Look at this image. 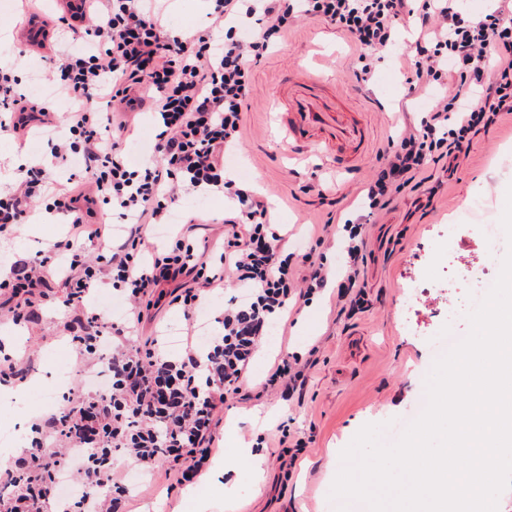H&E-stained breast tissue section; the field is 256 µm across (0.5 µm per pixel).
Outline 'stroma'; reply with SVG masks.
Returning a JSON list of instances; mask_svg holds the SVG:
<instances>
[{
    "label": "stroma",
    "instance_id": "obj_1",
    "mask_svg": "<svg viewBox=\"0 0 512 512\" xmlns=\"http://www.w3.org/2000/svg\"><path fill=\"white\" fill-rule=\"evenodd\" d=\"M69 11L68 0H35L32 13L50 31ZM28 12V13H31ZM27 12L14 7L0 14V61H24L17 70L20 92L33 78H45L55 63L48 44L34 45L18 33ZM410 37L397 43L378 63L369 88H358L354 71L358 53L351 37L319 20H300L285 40L253 69V105L247 113L241 145L224 158L231 178L265 196L276 223L287 230L289 250L314 249L325 258L329 275H337L344 255L336 244L335 225L356 217L362 189L382 165L388 139L406 113L427 110L434 95L409 92ZM320 74L325 91L348 110L362 113L369 149L353 172L337 170L313 147L291 145L281 131L279 102L288 81L302 70ZM512 186V112L477 134L466 155L448 170L434 168L431 178L406 189L367 226L370 251L365 289L370 304L361 312L339 313L336 289L328 287L296 315L287 330L273 328L250 367L253 381L265 378L283 352L313 360L301 397L280 393L237 404L225 411L218 447L199 483L203 512H336L330 490L341 466L340 453L365 424H381L405 413L426 390L434 358L428 336L453 325L458 336L469 331L468 284L472 277L496 279L499 260L508 249L499 241L495 261H485L480 220L471 213L483 199L493 217H501ZM223 196L179 197L173 206L180 221L195 220L193 236L220 251L224 242ZM65 218L31 217L0 242V266L30 261L69 232ZM171 285L156 293L154 307L138 326L139 337L155 334L158 325L180 330L181 312L170 304ZM69 319L60 296H52L35 323L0 319V336H19L15 348L0 345V361L11 359L30 368L20 400L0 395V424L13 427L16 442L0 446V460L13 461L25 446L28 428L54 404L36 403L47 382L49 358L68 347L63 329ZM290 419L291 430L305 447L289 460L279 444L278 424ZM127 512H187L190 490L177 486L166 469L131 484Z\"/></svg>",
    "mask_w": 512,
    "mask_h": 512
}]
</instances>
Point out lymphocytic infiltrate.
Masks as SVG:
<instances>
[{
  "mask_svg": "<svg viewBox=\"0 0 512 512\" xmlns=\"http://www.w3.org/2000/svg\"><path fill=\"white\" fill-rule=\"evenodd\" d=\"M207 21L191 41L172 35L158 0H82L68 29L71 45L52 82L77 101L56 121L44 100L19 93L10 69L0 67V131L28 135L43 129L54 158L75 160L83 179L57 187L47 167L21 170L0 190V234L25 223L35 201L44 216H67L71 230L39 261L11 267L4 284L16 301L13 320L36 315L53 286L80 326L70 341L82 370L58 412L35 419L27 448L0 469V512H40L67 475L82 490L61 512H118L128 493L123 455L142 474L173 471L187 486L205 474L229 400H249L247 374L273 322L324 290L328 277L312 253L294 259L285 235L273 227L267 200L224 173L251 108L252 71L298 18L323 20L349 34L359 48L355 78L369 86L378 50L393 44L404 20L417 18L411 87L440 89L437 105L389 143L385 162L365 188L369 210L427 168L468 150L473 136L512 112V0H492L464 14L461 0H213ZM157 114L153 163L135 169L130 115ZM90 187L111 221L90 224L78 205ZM220 194L233 205L224 217V249L209 262L207 249L185 234L168 251L151 241L168 223L179 192ZM362 222L343 224L346 260L338 295L350 307L364 274L367 241ZM108 243L90 260L85 244ZM193 276L196 285L175 294L185 321V348L172 356L164 334L141 341L132 319L163 282ZM233 280L217 327L201 336L196 321L213 286ZM111 281L127 304L118 316L87 310L85 298Z\"/></svg>",
  "mask_w": 512,
  "mask_h": 512,
  "instance_id": "1",
  "label": "lymphocytic infiltrate"
}]
</instances>
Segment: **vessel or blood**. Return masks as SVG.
<instances>
[{
  "label": "vessel or blood",
  "mask_w": 512,
  "mask_h": 512,
  "mask_svg": "<svg viewBox=\"0 0 512 512\" xmlns=\"http://www.w3.org/2000/svg\"><path fill=\"white\" fill-rule=\"evenodd\" d=\"M280 118L290 141L315 144L337 166L354 165L367 149L368 131L359 113L327 98L319 77L308 74L288 84Z\"/></svg>",
  "instance_id": "vessel-or-blood-1"
}]
</instances>
